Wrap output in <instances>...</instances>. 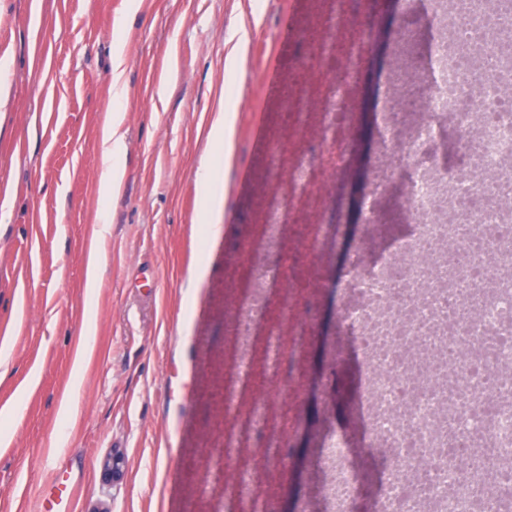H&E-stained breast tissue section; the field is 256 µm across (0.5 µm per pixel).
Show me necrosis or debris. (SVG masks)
Masks as SVG:
<instances>
[{
  "mask_svg": "<svg viewBox=\"0 0 512 512\" xmlns=\"http://www.w3.org/2000/svg\"><path fill=\"white\" fill-rule=\"evenodd\" d=\"M431 36L417 70L428 91L418 112L386 98L385 141L396 164L375 186L387 194L397 166L407 221L364 213L366 235L342 283L341 326L359 366L350 417L355 431L326 429L315 461L324 512H355L364 485L369 512H512V0H427ZM336 15L298 24L301 76L328 78L317 109L324 127L353 121L344 103L359 53L336 68ZM288 268L257 270L248 299L225 291L238 362L254 377L249 327L265 316L270 287L284 294L283 322L307 335L316 311L313 283L294 274L328 245L292 234ZM269 392L241 407L224 390V411H246L260 442V467L281 474L292 443L271 431Z\"/></svg>",
  "mask_w": 512,
  "mask_h": 512,
  "instance_id": "1",
  "label": "necrosis or debris"
}]
</instances>
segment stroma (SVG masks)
Returning <instances> with one entry per match:
<instances>
[{
  "mask_svg": "<svg viewBox=\"0 0 512 512\" xmlns=\"http://www.w3.org/2000/svg\"><path fill=\"white\" fill-rule=\"evenodd\" d=\"M300 10L299 0H0V206L11 211L0 223V512H32L65 459L85 474L82 512H224V288L241 267L273 264L244 247L263 222L268 152L278 144L289 164L300 158L276 100L298 54L288 32ZM420 26L401 5L356 24L365 44ZM366 61L363 118L341 130L361 182L343 198L306 197V213L337 210L340 242L361 210L401 202L374 195L387 45ZM117 72L124 178L105 199L102 129ZM230 93L226 152L210 132ZM207 162L209 210L197 181ZM116 452L123 477L108 482L102 463Z\"/></svg>",
  "mask_w": 512,
  "mask_h": 512,
  "instance_id": "35a3bbf8",
  "label": "stroma"
}]
</instances>
